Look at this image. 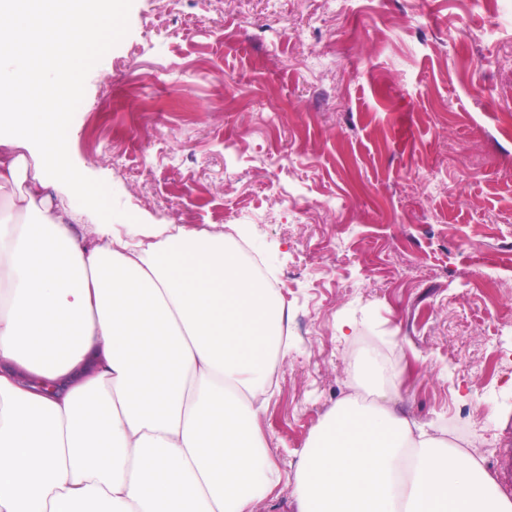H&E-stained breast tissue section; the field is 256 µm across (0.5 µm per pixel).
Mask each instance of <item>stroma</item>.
<instances>
[{
	"mask_svg": "<svg viewBox=\"0 0 512 512\" xmlns=\"http://www.w3.org/2000/svg\"><path fill=\"white\" fill-rule=\"evenodd\" d=\"M54 66L105 217L224 232L288 303L258 512L361 347L512 492V0H109Z\"/></svg>",
	"mask_w": 512,
	"mask_h": 512,
	"instance_id": "1",
	"label": "stroma"
}]
</instances>
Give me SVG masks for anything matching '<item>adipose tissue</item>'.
I'll return each instance as SVG.
<instances>
[{"mask_svg": "<svg viewBox=\"0 0 512 512\" xmlns=\"http://www.w3.org/2000/svg\"><path fill=\"white\" fill-rule=\"evenodd\" d=\"M105 0H0V512H256L286 305L223 234L89 224L63 105ZM37 163H29L28 152ZM379 388L372 403L356 394ZM374 359L313 431L293 512H512L482 459L400 414Z\"/></svg>", "mask_w": 512, "mask_h": 512, "instance_id": "adipose-tissue-1", "label": "adipose tissue"}]
</instances>
